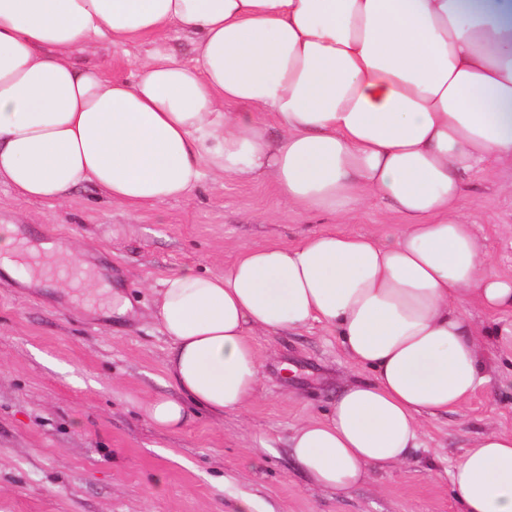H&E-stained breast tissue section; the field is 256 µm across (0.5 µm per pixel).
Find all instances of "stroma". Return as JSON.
Segmentation results:
<instances>
[{"mask_svg":"<svg viewBox=\"0 0 512 512\" xmlns=\"http://www.w3.org/2000/svg\"><path fill=\"white\" fill-rule=\"evenodd\" d=\"M150 47L97 45L80 58L127 79ZM511 180V169L468 176L461 204L506 276ZM400 223L388 202L370 197L349 229L381 239ZM0 224L17 225L22 240L54 236L82 257L68 288L0 272V512H235L244 497L257 512H460L447 469L477 436L512 431V316L475 304L486 383L460 410L424 416L414 455L349 493L316 486L289 448L298 426L367 376L322 325L251 336L262 379L242 411L218 417L195 407L175 432L150 422L146 404L176 393L165 372L172 343L155 308L162 279L188 266L220 275L244 247L291 246L336 227L326 215L284 212L271 176L242 181L208 168L187 196L132 210L91 184L52 207L0 182ZM90 274L103 292L83 288ZM113 290L130 302L125 316L108 311Z\"/></svg>","mask_w":512,"mask_h":512,"instance_id":"obj_1","label":"stroma"}]
</instances>
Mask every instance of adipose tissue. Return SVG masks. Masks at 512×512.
Here are the masks:
<instances>
[{"mask_svg": "<svg viewBox=\"0 0 512 512\" xmlns=\"http://www.w3.org/2000/svg\"><path fill=\"white\" fill-rule=\"evenodd\" d=\"M165 30L193 35L191 61L159 42ZM148 38L128 81L72 58ZM509 162L512 0H0V180L21 197L56 205L91 183L131 208L184 197L210 167L271 174L286 208L342 226L366 198L395 206L403 222L385 239L248 246L222 275H168L157 300L177 394L146 411L163 429L191 405L246 407L262 377L253 333L334 332L369 377L291 438L332 492L406 461L422 416L484 382L467 307L512 313V276L459 209L465 176ZM24 252L65 249H21L1 224L0 268L16 273ZM450 478L462 512H512V432L476 438Z\"/></svg>", "mask_w": 512, "mask_h": 512, "instance_id": "adipose-tissue-1", "label": "adipose tissue"}]
</instances>
